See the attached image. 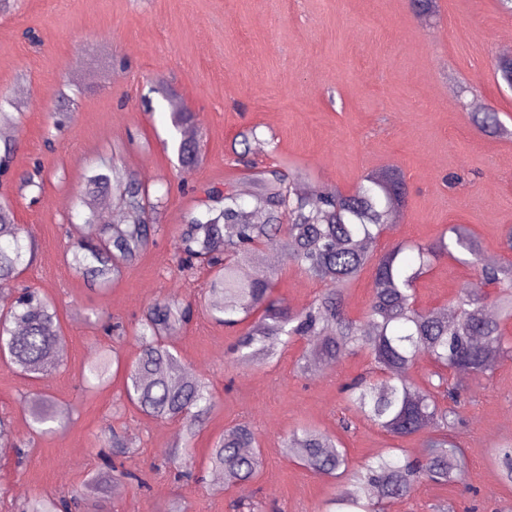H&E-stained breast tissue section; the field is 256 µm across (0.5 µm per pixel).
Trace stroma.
<instances>
[{
  "label": "stroma",
  "mask_w": 512,
  "mask_h": 512,
  "mask_svg": "<svg viewBox=\"0 0 512 512\" xmlns=\"http://www.w3.org/2000/svg\"><path fill=\"white\" fill-rule=\"evenodd\" d=\"M510 31L512 14L498 0H438L427 19L410 0H16L0 13V96L23 111L20 129L0 127V139L18 141L15 180L4 191L17 223L38 243L21 282L8 289L25 284L49 296L64 338L62 362L40 381L0 362V414L24 432V396L48 394L68 409L24 458L0 454V512L80 485L101 467V441L114 428L135 448L127 466L146 485L120 480L106 512H163L174 500L184 512H234L236 502L262 504L263 512H317L341 485L284 456L283 438L301 423L338 438L356 464L390 448L422 455L423 436L395 439L349 417L341 386L365 371V354L308 376L296 368L298 341L256 366L231 359L234 331L201 313L171 339L215 397L192 442L196 478L161 467L179 438L178 422L131 406L123 376L87 390L82 374L110 344L124 360L135 357L131 332L153 301L199 300L206 275L178 272L175 237L211 186L252 192L229 160L247 127L270 141L256 154L260 165L300 171L308 186L346 192L367 172L401 169L408 202L381 248L428 243L461 224L480 239L484 256L500 261L512 228V91L497 80L494 64ZM172 91L195 114L202 159L193 167L178 161ZM489 108L507 134L489 136L471 123L470 113ZM103 159L138 176L163 207L153 241L100 292L64 252L70 226L82 221L76 196ZM34 170L42 191L20 189L18 176ZM277 271L276 296L295 309L312 301L317 283L290 263ZM476 281L468 267L442 258L419 281L418 305L447 306ZM116 321L127 334L114 342L105 329ZM453 380L465 401L453 431L465 451L464 481L421 482L384 512H436L447 504L453 512H512V485L490 461L491 448L512 440V359L490 378L457 373ZM242 421L258 434L264 469L244 487L216 489L209 451Z\"/></svg>",
  "instance_id": "1"
}]
</instances>
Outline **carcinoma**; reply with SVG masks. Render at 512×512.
<instances>
[{
	"mask_svg": "<svg viewBox=\"0 0 512 512\" xmlns=\"http://www.w3.org/2000/svg\"><path fill=\"white\" fill-rule=\"evenodd\" d=\"M497 78L512 89V57L496 60ZM472 123L486 134L505 132L492 109L471 114ZM16 140L0 146V175H7ZM256 129L239 132L233 142L235 163L254 183L251 201L244 202L232 186L213 187L201 202L203 210L189 213L175 241L178 270L191 276L199 268L210 272L201 307L227 327L246 325L232 351L238 360L267 363L277 348L306 340L297 360L300 371L364 352L370 358L366 373L342 387L350 412L394 438L428 434L420 458L386 454L353 465L347 450L332 435L303 426L282 441L283 453L307 469L345 478L339 494L324 512H383V503L411 496L416 484L428 480L448 484L462 480L465 457L448 439V429L460 417V389L448 383V373L464 371L488 378L506 359H512V262L487 265L481 242L460 224L448 227L427 244L398 243L380 252L378 242L393 215L406 206L407 187L401 170L387 167L367 173L350 192L338 189L299 191L300 176L278 169H260L248 159L261 148ZM178 154L184 165L199 163L200 146L183 138ZM115 187L120 193L117 222L102 224L95 239L73 234L69 263L90 285L106 288L132 265L157 232L153 214L159 203L149 188L114 169L87 177L79 205L85 223L97 222L93 205L98 193ZM270 249L288 254L321 291L304 308L294 309L274 295L278 272L267 267ZM35 241L16 223L13 204L0 197V280L17 279L35 258ZM452 257L497 283L493 294L461 288L448 303V316L438 309H419L417 284L430 266ZM370 273L372 296L362 318H352L345 306L351 285ZM193 305L164 298L142 314L137 329L139 354L122 362L111 348L101 350L87 367L83 381L101 387L111 368L124 373L127 400L142 414L181 423V444L170 452L173 460H189L190 445L203 417L213 408L209 383L190 375L169 338L187 325ZM58 313L52 301L28 288L0 297V353L13 369L28 378H41L47 361L63 342ZM433 370L417 384L412 371L420 356ZM438 383H433V378ZM29 419L25 434L0 418V448L25 455L41 426L60 416L55 399L46 394L25 401ZM100 455L105 470L90 475L80 488L52 496L35 494L20 512H81L87 501L103 502L112 482L116 460L132 454L121 431L114 428L103 440ZM254 429L240 423L213 443L209 468L222 475L224 486L256 478L263 466ZM493 462L501 479L512 485V442L494 449Z\"/></svg>",
	"mask_w": 512,
	"mask_h": 512,
	"instance_id": "1",
	"label": "carcinoma"
}]
</instances>
